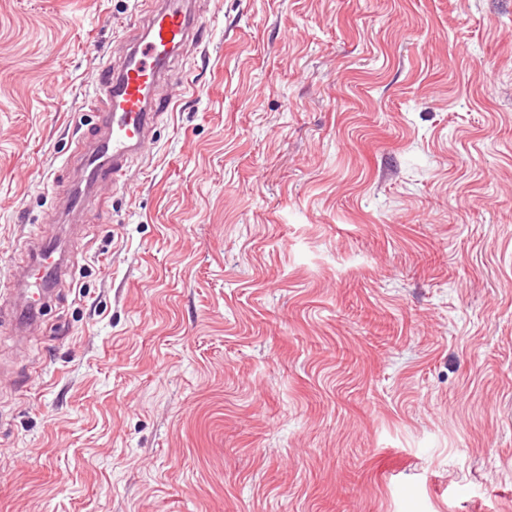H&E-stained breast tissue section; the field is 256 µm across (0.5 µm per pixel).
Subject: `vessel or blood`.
<instances>
[{
    "mask_svg": "<svg viewBox=\"0 0 512 512\" xmlns=\"http://www.w3.org/2000/svg\"><path fill=\"white\" fill-rule=\"evenodd\" d=\"M194 4L195 0H154L133 45L117 65L103 70L95 90L103 132L86 142L71 161L80 187L69 197L65 220H80L100 185L124 183L130 160L151 143L154 124L169 107L158 88L179 79L180 54L202 40ZM32 252L31 266L16 274L17 285L28 299L16 313L24 329L37 321V299L46 298L67 268L66 254L52 236L38 235Z\"/></svg>",
    "mask_w": 512,
    "mask_h": 512,
    "instance_id": "b4317fda",
    "label": "vessel or blood"
}]
</instances>
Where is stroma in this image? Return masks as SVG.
Wrapping results in <instances>:
<instances>
[{"label":"stroma","instance_id":"1","mask_svg":"<svg viewBox=\"0 0 512 512\" xmlns=\"http://www.w3.org/2000/svg\"><path fill=\"white\" fill-rule=\"evenodd\" d=\"M200 2L59 224L146 4L0 0V512H512V0ZM152 3L133 45L117 65L102 71L95 97L103 133L85 142L70 162L75 184L64 220L79 221L101 184H124L128 163L147 149L156 120L168 110L159 86L177 81L178 57L191 44L203 42L195 0ZM32 263L16 273L18 288L25 294L28 303L16 313V320L22 329L31 328L37 321L41 305L30 301L31 297H39L43 302L49 288H54L66 272L65 250L59 248L56 239L46 233L37 236L33 243ZM37 266L34 273L33 267Z\"/></svg>","mask_w":512,"mask_h":512}]
</instances>
